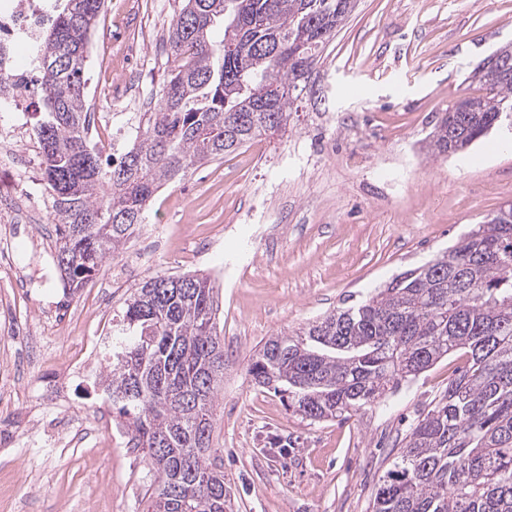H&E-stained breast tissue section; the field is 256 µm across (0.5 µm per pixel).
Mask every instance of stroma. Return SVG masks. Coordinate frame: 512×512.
Masks as SVG:
<instances>
[{"instance_id": "1", "label": "stroma", "mask_w": 512, "mask_h": 512, "mask_svg": "<svg viewBox=\"0 0 512 512\" xmlns=\"http://www.w3.org/2000/svg\"><path fill=\"white\" fill-rule=\"evenodd\" d=\"M183 0H105L85 65L90 114L154 111L175 66L166 44ZM512 44V0H358L328 43L310 93L288 125L164 185L144 222L93 277L96 302L118 318L154 275L216 277L224 378L211 460L224 473L229 512H371L375 489L418 415L466 364L451 354L375 406L313 422L248 373L256 349L360 301L396 275L455 244L512 203V125L468 150L428 156L425 141L462 94L478 93L483 58ZM32 196L38 231L52 235V200L40 166L8 175ZM256 229L244 238L242 229ZM21 294L18 316L41 353L16 377L0 422L18 418L19 441L0 445V512H145L153 479L131 434L99 389L62 375L57 400L38 379L65 364L96 326L60 335L42 303L82 301L58 278ZM75 420L70 444L32 446L36 426Z\"/></svg>"}]
</instances>
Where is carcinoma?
Masks as SVG:
<instances>
[{
  "label": "carcinoma",
  "instance_id": "cac0c4a2",
  "mask_svg": "<svg viewBox=\"0 0 512 512\" xmlns=\"http://www.w3.org/2000/svg\"><path fill=\"white\" fill-rule=\"evenodd\" d=\"M355 5L236 0L226 11L224 0H186L168 29L177 66L157 109L120 159L104 160L88 137L83 79L104 0H54L33 70L67 283L77 289L103 269L164 183L286 128ZM479 83L482 93L459 97L429 134L433 156L472 146L512 115V78ZM214 290L206 276L151 277L112 329L102 385L153 471L146 512H226L224 472L210 461L224 374ZM462 350L468 365L410 427L371 512H512V206L361 303L269 337L248 373L305 419H347Z\"/></svg>",
  "mask_w": 512,
  "mask_h": 512
}]
</instances>
